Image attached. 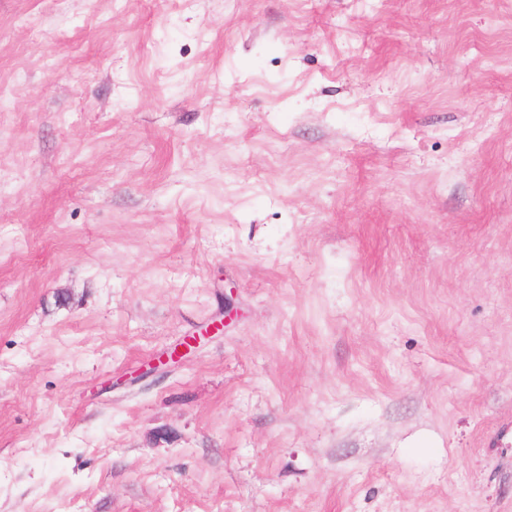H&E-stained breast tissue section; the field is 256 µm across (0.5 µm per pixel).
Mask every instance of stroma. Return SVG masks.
I'll return each mask as SVG.
<instances>
[{"label": "stroma", "mask_w": 512, "mask_h": 512, "mask_svg": "<svg viewBox=\"0 0 512 512\" xmlns=\"http://www.w3.org/2000/svg\"><path fill=\"white\" fill-rule=\"evenodd\" d=\"M0 512H512V0H0Z\"/></svg>", "instance_id": "obj_1"}]
</instances>
